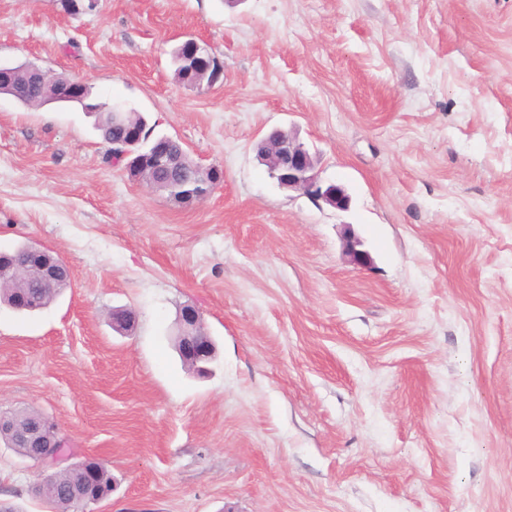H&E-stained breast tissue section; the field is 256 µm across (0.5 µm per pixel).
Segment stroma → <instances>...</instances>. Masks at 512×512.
I'll list each match as a JSON object with an SVG mask.
<instances>
[{"mask_svg": "<svg viewBox=\"0 0 512 512\" xmlns=\"http://www.w3.org/2000/svg\"><path fill=\"white\" fill-rule=\"evenodd\" d=\"M190 37L211 88L174 77ZM22 63L224 171L176 203L81 107L0 96V251L72 268L43 311L0 306V408L109 464L85 512H512V0H0V65ZM275 129L347 210L270 177ZM187 305L204 377L173 347ZM45 474L0 446L1 503L51 512Z\"/></svg>", "mask_w": 512, "mask_h": 512, "instance_id": "stroma-1", "label": "stroma"}]
</instances>
